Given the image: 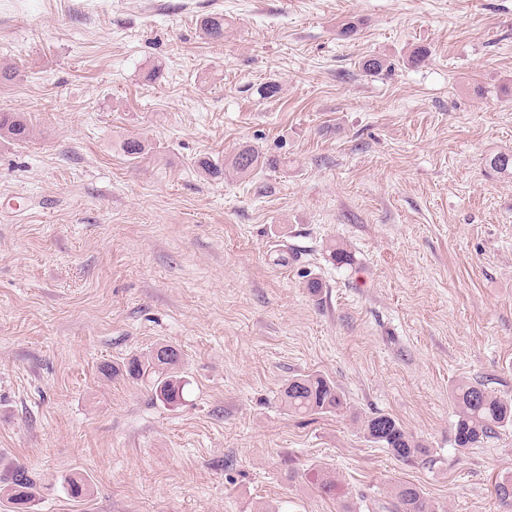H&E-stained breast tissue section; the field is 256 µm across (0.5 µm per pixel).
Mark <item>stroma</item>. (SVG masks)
Wrapping results in <instances>:
<instances>
[{"mask_svg": "<svg viewBox=\"0 0 512 512\" xmlns=\"http://www.w3.org/2000/svg\"><path fill=\"white\" fill-rule=\"evenodd\" d=\"M1 67L0 113L33 136L0 141V458L34 512H380L408 482L440 512H512V427L455 447L451 399L512 397V177L487 164L512 152V0H0ZM244 145L277 167H197ZM160 341L176 407L101 371ZM312 373L340 413L284 407ZM376 413L425 454L367 442Z\"/></svg>", "mask_w": 512, "mask_h": 512, "instance_id": "1", "label": "stroma"}]
</instances>
